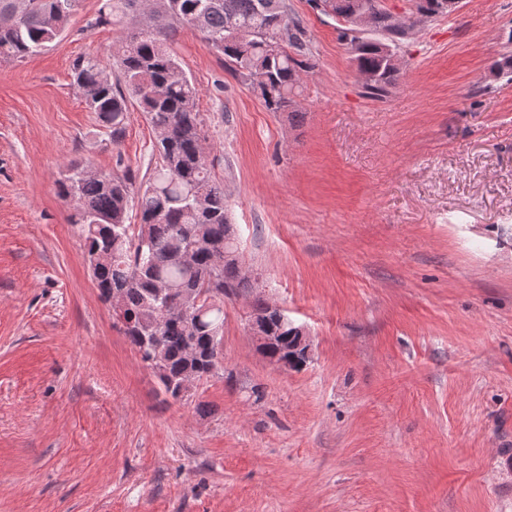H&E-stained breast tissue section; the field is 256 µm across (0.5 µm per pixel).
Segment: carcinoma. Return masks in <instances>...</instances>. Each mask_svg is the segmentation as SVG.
Returning <instances> with one entry per match:
<instances>
[{"label": "carcinoma", "instance_id": "1", "mask_svg": "<svg viewBox=\"0 0 512 512\" xmlns=\"http://www.w3.org/2000/svg\"><path fill=\"white\" fill-rule=\"evenodd\" d=\"M15 2L0 0V61H22L48 49L79 6V0H27L28 10L18 12ZM418 2L412 29L439 16V0ZM145 14L167 22L141 28L121 42L117 75L98 58L84 57L71 77L115 144L125 132L129 99L138 103L158 133L156 166L136 190L129 175H97L73 165L59 181L58 194L72 203L70 223L85 235L100 296L110 303L119 295L115 318L124 335L177 402L192 396L189 386L224 370V310L210 299L235 296L253 287V280L237 254L224 187L211 176L197 89L169 48L174 25L204 34L269 112L296 114L295 97L303 92L312 52L285 0H106L89 27L118 15ZM340 37L357 71L375 75L372 83L361 85L363 94L387 97L400 68L381 53L379 40L359 44L343 30ZM490 71L511 76L512 54L494 59ZM133 209L139 217L134 226L128 223ZM199 239L213 247L188 263L178 262ZM253 323L293 347L303 336L300 327L260 298Z\"/></svg>", "mask_w": 512, "mask_h": 512}]
</instances>
